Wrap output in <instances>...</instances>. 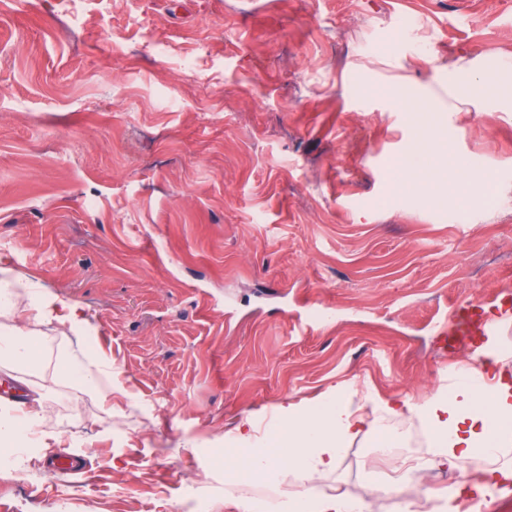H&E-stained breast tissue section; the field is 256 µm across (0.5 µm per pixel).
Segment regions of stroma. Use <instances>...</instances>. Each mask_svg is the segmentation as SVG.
<instances>
[{"label": "stroma", "mask_w": 512, "mask_h": 512, "mask_svg": "<svg viewBox=\"0 0 512 512\" xmlns=\"http://www.w3.org/2000/svg\"><path fill=\"white\" fill-rule=\"evenodd\" d=\"M460 71L512 87L501 0H0V268L77 304L112 365L107 411L46 329L0 512H241L307 484L236 469L234 424L274 452L280 405L453 388L474 360L438 328L512 296V101L456 111ZM418 104L443 123L413 185ZM373 446L325 485L373 482ZM497 466L481 512H512ZM35 396L32 397L30 403L27 405L26 410H22V414L19 417H11L7 419H0V434L9 431H18L21 423H28L38 416V407L41 405L43 399V393L40 390L34 391Z\"/></svg>", "instance_id": "1"}]
</instances>
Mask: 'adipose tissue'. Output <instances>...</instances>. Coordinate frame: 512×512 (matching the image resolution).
<instances>
[{"mask_svg": "<svg viewBox=\"0 0 512 512\" xmlns=\"http://www.w3.org/2000/svg\"><path fill=\"white\" fill-rule=\"evenodd\" d=\"M0 315L12 319L11 325L0 326V358L20 368L33 362L42 327L76 331L82 322L75 305L40 291L23 295L1 288ZM278 414L288 431L289 462L310 481L334 471L342 449L360 433L374 436L378 446L398 447L401 438L392 427L396 417L418 420L426 428L431 454L416 462V469L454 468L463 461L488 462L512 445V381L502 378L485 387L464 379L452 392L423 400L377 397L368 414L355 407L352 394L340 391L316 406H280ZM276 512H359V507L342 495L302 494L277 502Z\"/></svg>", "mask_w": 512, "mask_h": 512, "instance_id": "adipose-tissue-1", "label": "adipose tissue"}]
</instances>
